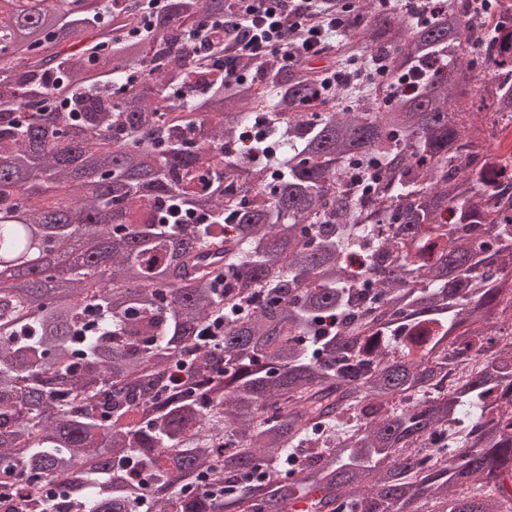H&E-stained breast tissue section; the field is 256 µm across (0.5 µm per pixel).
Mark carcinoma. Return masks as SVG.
<instances>
[{"label":"carcinoma","instance_id":"1","mask_svg":"<svg viewBox=\"0 0 512 512\" xmlns=\"http://www.w3.org/2000/svg\"><path fill=\"white\" fill-rule=\"evenodd\" d=\"M345 7L326 49L227 88L204 71L235 0H165L135 38L144 0H0V263L94 240L64 288L0 282V512H512L487 402L512 398V208L484 223L512 186L474 135L512 121V10L479 59L464 9L318 5Z\"/></svg>","mask_w":512,"mask_h":512}]
</instances>
